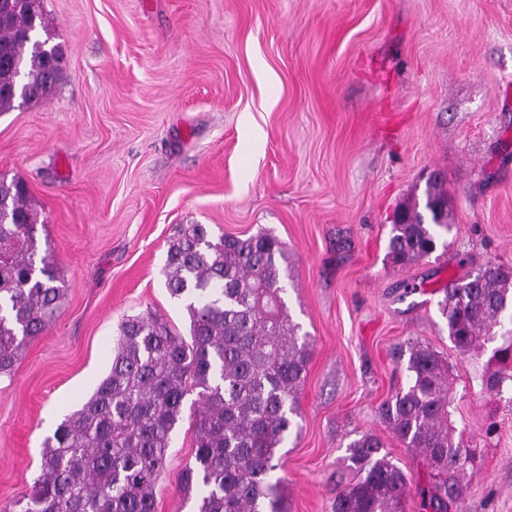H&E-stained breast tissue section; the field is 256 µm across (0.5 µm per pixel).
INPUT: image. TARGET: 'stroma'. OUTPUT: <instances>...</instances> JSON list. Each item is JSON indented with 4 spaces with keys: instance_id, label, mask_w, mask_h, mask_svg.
Returning a JSON list of instances; mask_svg holds the SVG:
<instances>
[{
    "instance_id": "35a3bbf8",
    "label": "stroma",
    "mask_w": 512,
    "mask_h": 512,
    "mask_svg": "<svg viewBox=\"0 0 512 512\" xmlns=\"http://www.w3.org/2000/svg\"><path fill=\"white\" fill-rule=\"evenodd\" d=\"M66 65L47 100L0 112V175L23 180L66 288L51 328L0 377V504L29 492L43 443L108 374L112 338L149 311L187 334L164 286L176 228L284 245L285 302L309 343L299 429L275 472L288 512H331L346 445L379 437L425 512L422 459L380 404L407 382L392 353L447 359L452 421L480 465L464 512H512V398L487 390L497 341L460 355L449 280L512 266V0H44ZM441 176L450 233L393 263L397 208ZM495 433H487L489 423ZM172 434L155 512H196Z\"/></svg>"
}]
</instances>
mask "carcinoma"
<instances>
[{
  "label": "carcinoma",
  "mask_w": 512,
  "mask_h": 512,
  "mask_svg": "<svg viewBox=\"0 0 512 512\" xmlns=\"http://www.w3.org/2000/svg\"><path fill=\"white\" fill-rule=\"evenodd\" d=\"M43 0H0V112L44 101L65 67L50 44ZM426 208L399 209L389 254L396 263L431 255L450 232L448 197L431 184ZM38 211L26 185L0 177V375L11 373L29 341L43 335L61 308L64 288L49 248L37 238ZM283 245L267 232L214 238L187 224L169 242L170 296L185 304L190 340L147 312L125 318L112 342V364L90 398L46 438L40 473L19 500L0 512H154L171 433L194 397L195 466L180 487L201 488L197 512H287L273 481L280 445L297 427V393L309 349L284 301ZM440 303L448 337L462 355L484 348L512 307V267L488 263L448 283ZM498 369L485 378L500 394L512 382V333L501 336ZM407 387L379 407L393 436L425 461L431 481L425 506H460L461 479L478 466L475 451L455 438L448 363L430 345L398 350ZM363 434L347 446L353 482L336 492L331 512H404L410 479Z\"/></svg>",
  "instance_id": "carcinoma-1"
}]
</instances>
